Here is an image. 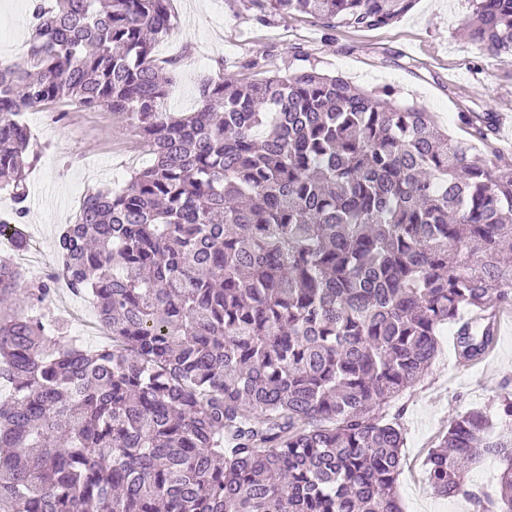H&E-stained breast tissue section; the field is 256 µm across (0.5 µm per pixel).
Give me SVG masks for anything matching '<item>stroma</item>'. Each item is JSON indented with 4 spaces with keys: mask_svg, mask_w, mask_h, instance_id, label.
<instances>
[{
    "mask_svg": "<svg viewBox=\"0 0 512 512\" xmlns=\"http://www.w3.org/2000/svg\"><path fill=\"white\" fill-rule=\"evenodd\" d=\"M17 0H0V36L13 35L0 49V63L21 62L31 34L30 14ZM175 25L154 49L173 79L172 111L199 106L203 78L225 81L285 77L315 66L338 74L365 91L390 86L402 105L433 112L451 138L465 137L463 112H492L512 117V64L476 54L461 29L471 12L467 0H417L402 18L374 30L339 26L328 30L307 16L263 19L250 0H171ZM257 67H250L251 59ZM39 147L27 177L28 249L17 261L23 270L53 269L55 240L63 225L74 223L86 194L99 188H124L131 175L151 163L134 127L106 110H86L64 100L26 115ZM64 320L68 332L85 347L104 344L90 298L73 296L65 286L44 306ZM452 327H444L440 352L428 374L393 401L387 417L406 428L404 465L397 494L404 512H457L460 499L433 494L423 476L428 448L450 418L492 403L504 384L512 385V308L505 309L494 354L478 365L464 364L452 345Z\"/></svg>",
    "mask_w": 512,
    "mask_h": 512,
    "instance_id": "obj_1",
    "label": "stroma"
}]
</instances>
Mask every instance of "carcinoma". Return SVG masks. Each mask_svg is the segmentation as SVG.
Returning <instances> with one entry per match:
<instances>
[{
	"mask_svg": "<svg viewBox=\"0 0 512 512\" xmlns=\"http://www.w3.org/2000/svg\"><path fill=\"white\" fill-rule=\"evenodd\" d=\"M328 28L386 26L415 0H251ZM469 40L512 61V0H468ZM170 0H30L29 50L0 66V512H402L405 427L385 409L439 332L475 362L512 305V160L492 112L452 141L396 90L302 68L210 78L171 112L152 52ZM61 99L136 127L149 167L96 189L32 278L25 113ZM64 282L112 343L84 348L43 305ZM501 465L493 494L466 473ZM433 491L512 512V389L448 420Z\"/></svg>",
	"mask_w": 512,
	"mask_h": 512,
	"instance_id": "carcinoma-1",
	"label": "carcinoma"
}]
</instances>
